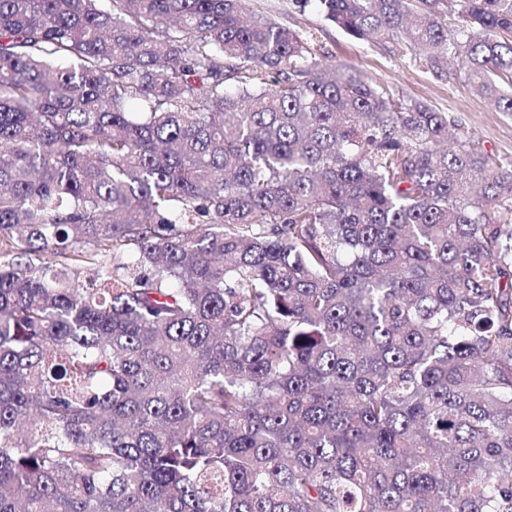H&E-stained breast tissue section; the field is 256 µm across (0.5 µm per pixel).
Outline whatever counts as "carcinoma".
I'll return each mask as SVG.
<instances>
[{
	"mask_svg": "<svg viewBox=\"0 0 512 512\" xmlns=\"http://www.w3.org/2000/svg\"><path fill=\"white\" fill-rule=\"evenodd\" d=\"M315 2L512 112V0ZM324 57L0 0V512H512V159Z\"/></svg>",
	"mask_w": 512,
	"mask_h": 512,
	"instance_id": "cac0c4a2",
	"label": "carcinoma"
}]
</instances>
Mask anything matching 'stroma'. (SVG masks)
Segmentation results:
<instances>
[{
  "instance_id": "35a3bbf8",
  "label": "stroma",
  "mask_w": 512,
  "mask_h": 512,
  "mask_svg": "<svg viewBox=\"0 0 512 512\" xmlns=\"http://www.w3.org/2000/svg\"><path fill=\"white\" fill-rule=\"evenodd\" d=\"M249 7L284 28L313 34L336 64L389 83L405 96L447 113L474 134L485 153L512 156V113L496 109L462 82L458 64H448L443 74H433L409 57L350 37L326 21L313 4L300 8L294 0H250Z\"/></svg>"
}]
</instances>
